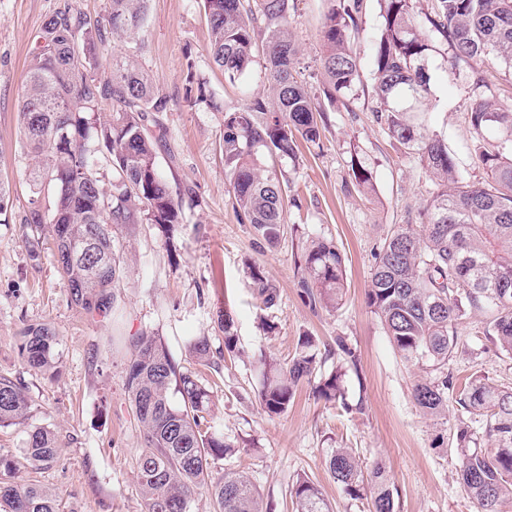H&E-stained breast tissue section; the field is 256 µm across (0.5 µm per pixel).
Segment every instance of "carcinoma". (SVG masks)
<instances>
[{"mask_svg": "<svg viewBox=\"0 0 512 512\" xmlns=\"http://www.w3.org/2000/svg\"><path fill=\"white\" fill-rule=\"evenodd\" d=\"M105 21L71 12H55L36 36L27 82L19 102L23 147L31 156L34 188L50 192L48 214L33 200L28 244L40 255L43 223L52 228L57 268L74 304L86 313L115 308L121 264L112 245V225L147 222L167 229L183 223V206L174 200L157 166L158 139L145 125L147 113L170 110L156 92L138 58L145 50L148 0H108ZM290 0H204L210 27L209 54L234 82L249 71L262 52L269 71L266 94L240 108L224 111L222 150L242 223L269 242L280 238L286 211V171L266 173L257 155L268 150L296 161L300 144L320 146L325 109L296 76L298 47L288 29ZM321 31L323 94L331 104L353 87L358 60L349 46V30L358 26L359 0H328ZM384 25L374 45L377 94L389 137L404 153L443 183L426 200L420 222L402 224L376 254L366 293L367 305L390 342L421 365L412 396L422 411L448 417L456 404L455 444L459 483L479 512H503L512 500V386L467 378L457 384L448 361L458 347L457 325L470 312L482 317V334L512 357V107L489 98L470 109L472 152L487 179L469 183L445 141L419 121L430 94L426 62L433 39L448 45V73L461 62L490 57L512 69V0H433L419 16V0H380ZM112 34L108 68L101 69L104 29ZM112 168L110 190L100 184L101 164ZM351 171L356 185L371 186V173L358 159ZM105 263L95 288H85L92 270ZM306 273L301 287L311 301L333 308L345 290L344 258L331 241L316 239L300 256ZM266 307L276 293L258 267L250 270ZM224 352L242 355L233 316L224 312ZM59 338L47 325L28 326L18 349L26 363L43 369L55 363ZM198 361L209 360L205 336L188 345ZM336 353L343 364L320 376L317 398L344 411L361 412L344 391L347 369L357 366L355 352L342 336ZM321 351L311 336L298 340L287 365L260 360V403L270 417L292 405L296 392L321 369ZM125 389L142 432L136 479L145 512H192L194 497L207 492L214 512H271L246 477L212 475V464L231 452L220 424L211 414L212 392L189 371H182L164 340L143 333L132 342ZM178 399H173V396ZM31 401L24 389L0 377V428L26 423ZM21 458L0 455V512H63L58 497L20 475L21 463L51 467L59 448L52 431H26ZM327 473L352 501L364 500L369 512H397L398 492L385 464H362L348 448H334ZM289 496L294 512H330L318 484L300 475Z\"/></svg>", "mask_w": 512, "mask_h": 512, "instance_id": "cac0c4a2", "label": "carcinoma"}]
</instances>
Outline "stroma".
<instances>
[{
	"mask_svg": "<svg viewBox=\"0 0 512 512\" xmlns=\"http://www.w3.org/2000/svg\"><path fill=\"white\" fill-rule=\"evenodd\" d=\"M67 5L101 19L108 0H0V176L12 187V221L0 224V375L20 384L32 400L26 426L0 428V454H19L25 427H49L58 461L31 477L60 496L64 512H144L136 480L142 436L124 381L131 343L147 332L160 336L176 362L214 391L213 413L225 442L235 448L217 461L215 476L245 474L264 501L276 503V512H292L289 488L301 474L319 484L336 512H367L328 475L324 462L335 448L352 449L367 462L383 460L399 494V512H478L457 480L456 409L439 423L416 405L412 387L421 370L401 357L366 303L380 245L395 225L417 223L420 206L439 188L377 118L379 0H363L359 27L350 33L359 77L324 113L322 148L301 146L294 162L258 156L261 169H283L289 178L287 227L275 244L238 220L220 150L224 108L240 106L269 86L263 57H256L242 80L229 81L208 54L203 0H150L140 62L174 106L151 114L147 125L160 138L158 169L181 201L186 221L167 231L154 224L113 225L123 267L117 304L112 313L94 316L71 302L51 237L42 236L36 258L25 240L32 190L20 144L19 96L36 32ZM327 9V0H293L288 13L302 76L317 95L323 90L321 29ZM428 65L433 86L423 124L444 139L467 180L484 181L469 150L470 103L483 96L512 106V73L492 58L449 72L448 46L441 40ZM192 80L203 83L210 102L182 105ZM355 157L370 170L371 189L355 185ZM312 239L333 241L344 255L347 287L339 308L311 302L300 286L298 257ZM253 266L276 291L273 307L257 298ZM226 311L234 317L242 350L231 359L224 355L220 325ZM40 324L60 340L61 357L50 372L31 368L17 348L21 331ZM197 335L210 340V364L188 351L187 337ZM304 335L328 349L325 374L336 365L337 337L355 349L358 369L348 373L345 387L349 400L366 399L364 413L347 414L317 399L308 383L287 413H265L255 361L262 354L289 361ZM458 338L449 372L512 384V359L486 341L479 317H464Z\"/></svg>",
	"mask_w": 512,
	"mask_h": 512,
	"instance_id": "35a3bbf8",
	"label": "stroma"
}]
</instances>
